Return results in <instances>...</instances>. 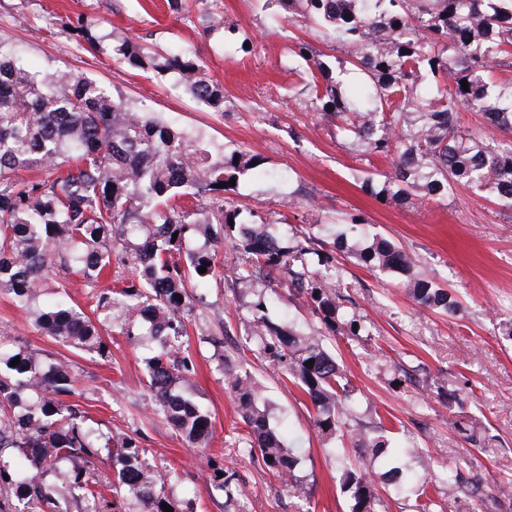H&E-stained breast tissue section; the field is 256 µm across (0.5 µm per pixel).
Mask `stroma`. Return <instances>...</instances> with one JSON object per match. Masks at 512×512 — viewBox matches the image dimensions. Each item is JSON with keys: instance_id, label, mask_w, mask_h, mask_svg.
Segmentation results:
<instances>
[{"instance_id": "1", "label": "stroma", "mask_w": 512, "mask_h": 512, "mask_svg": "<svg viewBox=\"0 0 512 512\" xmlns=\"http://www.w3.org/2000/svg\"><path fill=\"white\" fill-rule=\"evenodd\" d=\"M212 13L232 22L255 43L252 52L225 49L223 32L206 34L203 17ZM264 0H190L185 14L173 15L166 0H0V42L19 51L31 67L52 74L68 72L97 80L132 106L154 112L176 126L198 132L218 145H242L264 159L262 172L241 177L231 196L256 210L276 209L289 191L309 197L295 210L291 225L310 224L336 213L364 214L363 231L403 244L436 282L461 302L446 316L414 305L404 282L346 260L344 292L372 325L368 339L337 335L329 339L356 388L363 420L380 416L396 427L395 441L408 438L436 465H452L463 475L455 489L440 485L433 495L438 512H512V339L502 334L512 320V212L492 199L459 189L440 202L413 209L383 204L365 192L367 171L385 172L382 157L361 160L351 142L338 138L326 119L296 99L297 79L286 69L287 48L300 37L320 45L319 32L296 22L275 20ZM83 15L97 26L103 49L88 52L64 23ZM168 51L193 47L210 79L224 89V109L194 100L173 76H161L112 59V29ZM215 275L207 283L201 325L190 326L186 344L196 371L188 391L212 415L208 452L189 446L155 415L143 389L148 346H133L120 334L107 339L111 356L70 350L37 333L12 301L0 295V334L18 338L41 353L69 360L77 377L76 401L105 420L114 437L138 435L159 470L184 472L177 498L194 499L197 512H224V494L206 479L207 456L220 458L237 477L241 512H344L336 483V459H354L351 441L324 440L314 430L309 399L249 350L244 327L251 305L267 294L263 282L236 281V254L218 249ZM225 328L224 352L252 373L263 388L272 423L301 458L299 473L313 484L310 502L288 495L248 453V435L234 398L217 371L213 347L201 331ZM464 386V406L437 397L449 380ZM464 421L486 428L488 444L471 446L456 430ZM479 475L483 495H471L468 477Z\"/></svg>"}]
</instances>
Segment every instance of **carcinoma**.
<instances>
[{"mask_svg": "<svg viewBox=\"0 0 512 512\" xmlns=\"http://www.w3.org/2000/svg\"><path fill=\"white\" fill-rule=\"evenodd\" d=\"M273 2L280 17L316 26L343 50L333 68L300 39L289 48L287 69L300 79L297 99L331 119L358 155L389 160L390 171L364 177L368 194L413 207L461 186L512 210V83L493 91L488 81L512 48V0ZM63 25L88 50H102L96 24L83 15ZM206 30H222L225 44L250 51L251 38L219 18L209 17ZM111 41L113 59L174 74L199 102L224 105L222 87L192 49L163 55L116 31ZM355 71L367 78V88L350 97L345 81ZM462 109L479 115V130L461 129ZM262 161L251 150L220 147L142 112L92 78L40 76L0 44V294L41 335L103 359L111 356L106 334L151 337L157 347L146 361L151 409L198 448L208 447L212 422L206 407L179 389L195 370L183 337L196 322L189 290L204 287L213 274L219 240L242 256L237 279L284 275L288 299L318 322L308 332L297 322L282 326L260 297L247 335L253 353L309 399L312 425L325 439L344 440L359 406L325 341L338 333L369 335L341 292V258L405 279L410 298L423 308L442 314L460 308L452 291L388 238L374 234L350 244L327 222L285 242L274 231L288 223L283 212H245L228 201L231 180ZM33 169L40 175L19 176ZM198 237L203 246L185 248ZM49 274L57 277V300L47 306L40 296ZM71 277L92 287L111 279L92 294L91 313L70 297ZM17 357L20 364L11 366ZM220 366L249 452L289 493L310 499L311 487L298 475L300 456L272 425L259 383L224 360ZM74 383L69 362L0 336V512H165L164 503L173 512H196L195 503L174 497L178 471L158 472L138 441L114 438L104 420L66 401ZM393 436L381 420L353 429L358 459L337 458L346 512H384L379 486L396 501L415 496L416 512H435L421 472L411 470L414 464L430 469L427 453L393 448ZM207 462L209 484L233 501L234 474L215 457Z\"/></svg>", "mask_w": 512, "mask_h": 512, "instance_id": "carcinoma-1", "label": "carcinoma"}]
</instances>
